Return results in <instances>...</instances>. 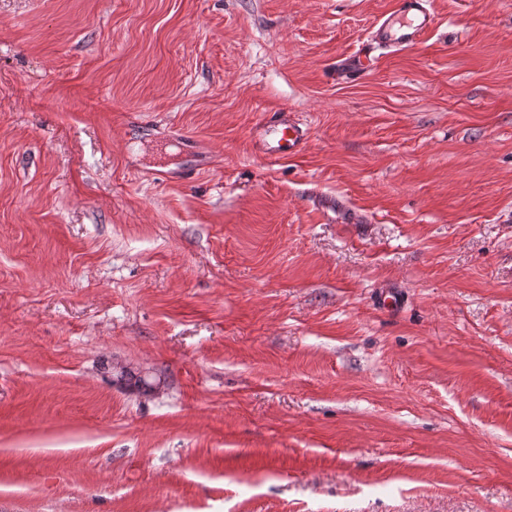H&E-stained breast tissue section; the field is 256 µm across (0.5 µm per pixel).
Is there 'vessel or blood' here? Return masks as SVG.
<instances>
[{"label": "vessel or blood", "mask_w": 512, "mask_h": 512, "mask_svg": "<svg viewBox=\"0 0 512 512\" xmlns=\"http://www.w3.org/2000/svg\"><path fill=\"white\" fill-rule=\"evenodd\" d=\"M433 25L434 14L429 0H395L392 13L381 17L367 38L348 55V73L364 74L378 48L403 50L419 45ZM306 139L305 129L285 110L267 115L254 131L257 152L270 159L297 155Z\"/></svg>", "instance_id": "b4317fda"}]
</instances>
